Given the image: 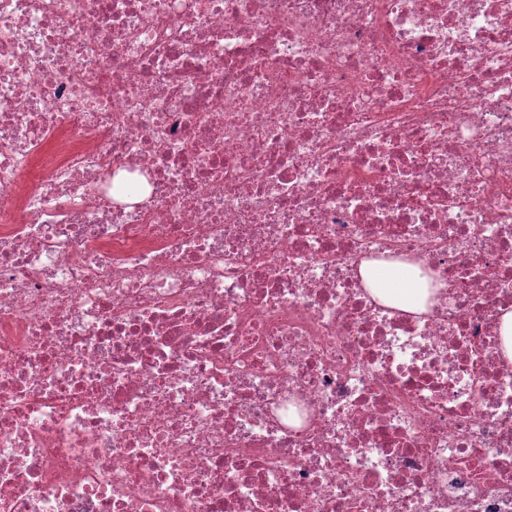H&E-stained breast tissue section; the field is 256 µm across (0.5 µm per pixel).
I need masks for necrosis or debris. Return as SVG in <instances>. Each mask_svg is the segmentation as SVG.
<instances>
[{
    "label": "necrosis or debris",
    "mask_w": 512,
    "mask_h": 512,
    "mask_svg": "<svg viewBox=\"0 0 512 512\" xmlns=\"http://www.w3.org/2000/svg\"><path fill=\"white\" fill-rule=\"evenodd\" d=\"M511 308L512 0H0V512H512ZM415 267H408L401 270H379L372 275L367 270H362L371 290L387 304L396 305L402 309L409 311H424V299L427 296L426 288L432 287L426 282V279L416 280ZM413 288L415 290L414 297H408L406 289ZM424 295L420 303H417V297Z\"/></svg>",
    "instance_id": "4bbe7bcc"
}]
</instances>
